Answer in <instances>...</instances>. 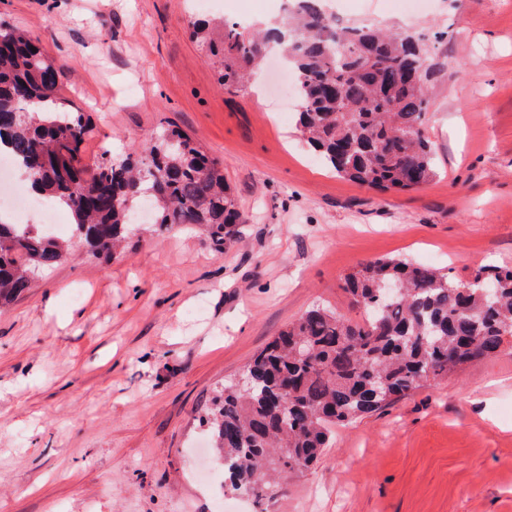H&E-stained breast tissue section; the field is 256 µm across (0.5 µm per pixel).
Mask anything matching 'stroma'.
Here are the masks:
<instances>
[{
  "instance_id": "1",
  "label": "stroma",
  "mask_w": 512,
  "mask_h": 512,
  "mask_svg": "<svg viewBox=\"0 0 512 512\" xmlns=\"http://www.w3.org/2000/svg\"><path fill=\"white\" fill-rule=\"evenodd\" d=\"M282 0H0L70 73L91 155L159 128L224 166L244 222L216 254L142 225L111 260L90 251L0 307V512H512V350L449 371L336 427L274 495L202 486V419L224 383L317 304L352 318L342 279L406 257L468 279L512 264V0H329L339 22L417 29L444 62L426 116L438 176L381 192L326 169L270 72L227 90L189 13L244 23Z\"/></svg>"
}]
</instances>
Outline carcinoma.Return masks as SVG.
I'll return each mask as SVG.
<instances>
[{
	"mask_svg": "<svg viewBox=\"0 0 512 512\" xmlns=\"http://www.w3.org/2000/svg\"><path fill=\"white\" fill-rule=\"evenodd\" d=\"M275 34L220 23L192 34L214 58L219 81L236 89L281 46L299 101L306 143L336 173L380 191L409 190L437 174L426 131L437 63L424 37L410 41L374 25L337 26L325 0H283ZM21 30L0 28V152L22 164L30 189L72 218L68 237L0 220V306L29 292V272L51 269L78 243L109 259L146 203L154 232L198 229L224 253L243 214L220 164L189 135L160 129L121 158L83 163L90 121L62 96L63 66ZM388 282L402 293L379 304ZM354 321L315 305L283 329L213 401L206 423L225 480L274 493L288 474L314 464L332 427L375 412L431 378L512 349V265H488L461 281L407 258L366 260L343 277Z\"/></svg>",
	"mask_w": 512,
	"mask_h": 512,
	"instance_id": "carcinoma-1",
	"label": "carcinoma"
}]
</instances>
